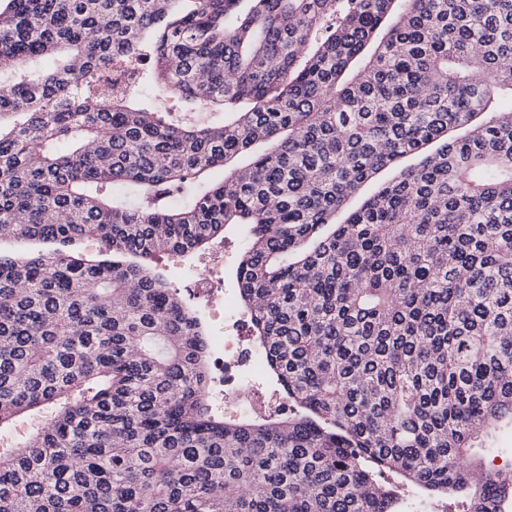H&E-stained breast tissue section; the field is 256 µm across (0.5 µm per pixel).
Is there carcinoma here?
Here are the masks:
<instances>
[{
  "label": "carcinoma",
  "mask_w": 512,
  "mask_h": 512,
  "mask_svg": "<svg viewBox=\"0 0 512 512\" xmlns=\"http://www.w3.org/2000/svg\"><path fill=\"white\" fill-rule=\"evenodd\" d=\"M0 57V238L49 246L0 255V429L50 410L0 512H400L382 471L512 505L475 457L512 431V0H0ZM130 59L224 119L105 93ZM229 226L281 419L213 411L150 266ZM420 160L421 154H410L401 159L398 165L394 166L393 168L382 171L378 175L376 180L366 184L362 188L359 196L350 201V205L346 208V210L339 212L336 215V223L342 222L346 218L348 212L350 210L357 208L358 205L362 202V200L368 197L380 183L390 180L393 176L397 175L400 169H402L403 167L415 165Z\"/></svg>",
  "instance_id": "obj_1"
}]
</instances>
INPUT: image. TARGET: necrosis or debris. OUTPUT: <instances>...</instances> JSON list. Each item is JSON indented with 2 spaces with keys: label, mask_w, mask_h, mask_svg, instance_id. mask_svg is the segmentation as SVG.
<instances>
[{
  "label": "necrosis or debris",
  "mask_w": 512,
  "mask_h": 512,
  "mask_svg": "<svg viewBox=\"0 0 512 512\" xmlns=\"http://www.w3.org/2000/svg\"><path fill=\"white\" fill-rule=\"evenodd\" d=\"M183 292L207 309L217 334L208 338L209 394L239 417L286 414L288 401L267 379V353L252 336L246 313L224 290V247L190 269Z\"/></svg>",
  "instance_id": "4bbe7bcc"
}]
</instances>
